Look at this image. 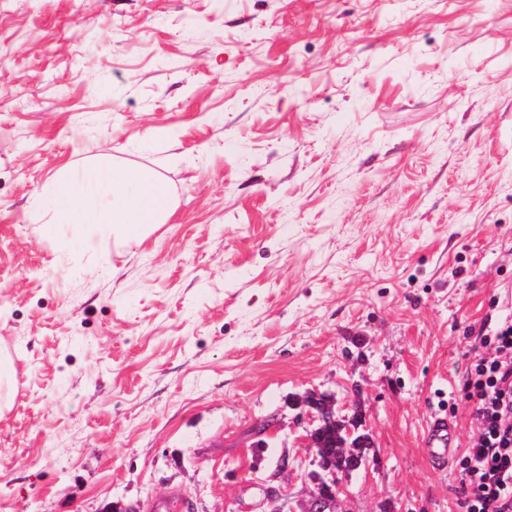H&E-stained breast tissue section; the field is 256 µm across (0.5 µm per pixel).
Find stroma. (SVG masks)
<instances>
[{
  "mask_svg": "<svg viewBox=\"0 0 512 512\" xmlns=\"http://www.w3.org/2000/svg\"><path fill=\"white\" fill-rule=\"evenodd\" d=\"M99 162L166 222L44 236ZM508 315L512 0H0V512H302L309 391L372 437L343 512H460L422 439Z\"/></svg>",
  "mask_w": 512,
  "mask_h": 512,
  "instance_id": "obj_1",
  "label": "stroma"
}]
</instances>
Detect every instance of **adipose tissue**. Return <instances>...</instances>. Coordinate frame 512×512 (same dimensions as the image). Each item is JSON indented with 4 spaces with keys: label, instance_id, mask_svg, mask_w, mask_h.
Listing matches in <instances>:
<instances>
[{
    "label": "adipose tissue",
    "instance_id": "adipose-tissue-1",
    "mask_svg": "<svg viewBox=\"0 0 512 512\" xmlns=\"http://www.w3.org/2000/svg\"><path fill=\"white\" fill-rule=\"evenodd\" d=\"M172 204V191L155 170L107 163L64 167L34 200L37 210L52 217L43 227L45 234H57L64 224L110 227L127 241L163 223Z\"/></svg>",
    "mask_w": 512,
    "mask_h": 512
}]
</instances>
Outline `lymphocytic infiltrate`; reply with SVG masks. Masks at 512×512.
Here are the masks:
<instances>
[{"label": "lymphocytic infiltrate", "instance_id": "obj_1", "mask_svg": "<svg viewBox=\"0 0 512 512\" xmlns=\"http://www.w3.org/2000/svg\"><path fill=\"white\" fill-rule=\"evenodd\" d=\"M492 357L466 369L463 389L478 426L463 454L462 512H512V320L486 339Z\"/></svg>", "mask_w": 512, "mask_h": 512}]
</instances>
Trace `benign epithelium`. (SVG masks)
I'll use <instances>...</instances> for the list:
<instances>
[{
	"instance_id": "1",
	"label": "benign epithelium",
	"mask_w": 512,
	"mask_h": 512,
	"mask_svg": "<svg viewBox=\"0 0 512 512\" xmlns=\"http://www.w3.org/2000/svg\"><path fill=\"white\" fill-rule=\"evenodd\" d=\"M308 408L317 425L306 430L305 440L308 447L318 453L328 449L320 464L323 470L336 475V457L340 456L350 463L351 471L369 465L365 449L371 447L369 434L359 430L357 418L338 419L335 412V400L331 395L309 393L301 400ZM336 504V484L322 480L315 484L305 512H333Z\"/></svg>"
}]
</instances>
